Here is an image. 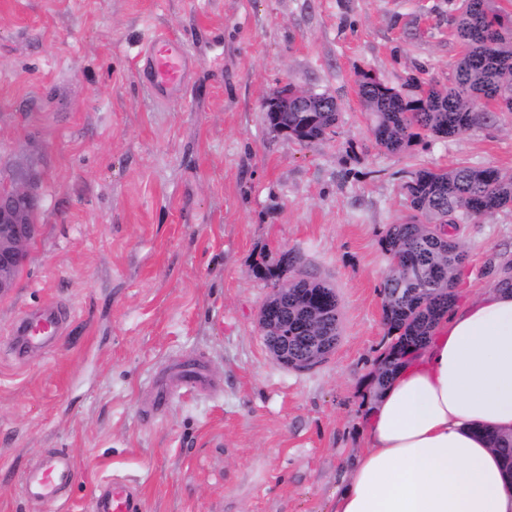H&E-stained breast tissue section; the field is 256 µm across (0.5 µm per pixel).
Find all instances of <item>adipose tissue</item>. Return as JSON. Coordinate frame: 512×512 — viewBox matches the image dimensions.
<instances>
[{
    "instance_id": "1",
    "label": "adipose tissue",
    "mask_w": 512,
    "mask_h": 512,
    "mask_svg": "<svg viewBox=\"0 0 512 512\" xmlns=\"http://www.w3.org/2000/svg\"><path fill=\"white\" fill-rule=\"evenodd\" d=\"M489 430L512 434V289L498 277L454 303L376 398L333 512H512Z\"/></svg>"
}]
</instances>
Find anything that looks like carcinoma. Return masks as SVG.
I'll return each mask as SVG.
<instances>
[{"instance_id": "1", "label": "carcinoma", "mask_w": 512, "mask_h": 512, "mask_svg": "<svg viewBox=\"0 0 512 512\" xmlns=\"http://www.w3.org/2000/svg\"><path fill=\"white\" fill-rule=\"evenodd\" d=\"M454 37L460 53L448 84L425 82L415 74L394 87L376 75H357L359 101L367 112L377 145L400 154L423 136L450 138L470 131L478 113L490 106L512 112V9L502 0H460ZM271 126L303 143L324 139L338 113L324 94L301 91L295 112H268ZM412 213L387 226L381 246L394 265L381 282L383 323L391 343L378 356L368 382L382 391L408 354L428 339L441 315L457 300L467 261L464 244L451 233L457 225L512 207V174L492 167L459 165L418 169L403 184ZM298 256L285 251L256 270L277 291L267 300L282 323L279 337L293 365L312 350H332L339 336L335 289L313 275L294 272ZM420 269L421 279L409 272ZM494 448L512 468V436L488 433Z\"/></svg>"}]
</instances>
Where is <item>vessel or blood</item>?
<instances>
[{"label": "vessel or blood", "mask_w": 512, "mask_h": 512, "mask_svg": "<svg viewBox=\"0 0 512 512\" xmlns=\"http://www.w3.org/2000/svg\"><path fill=\"white\" fill-rule=\"evenodd\" d=\"M142 83L153 98L177 101L186 94L187 78L194 65L183 41L160 32L137 57ZM63 315L59 305L21 318L15 336L20 346H49L57 342ZM77 479V471L65 452L44 454L21 476L25 499L39 502L58 500L62 491ZM89 512H143L139 489L125 480L100 484L91 496Z\"/></svg>", "instance_id": "1"}]
</instances>
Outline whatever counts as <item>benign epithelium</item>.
I'll list each match as a JSON object with an SVG mask.
<instances>
[{"label": "benign epithelium", "mask_w": 512, "mask_h": 512, "mask_svg": "<svg viewBox=\"0 0 512 512\" xmlns=\"http://www.w3.org/2000/svg\"><path fill=\"white\" fill-rule=\"evenodd\" d=\"M295 90L285 84L262 105V111L289 112ZM39 177L33 166L15 170L10 183L0 186V293L13 287L29 258L28 245L36 237L35 214L40 207Z\"/></svg>", "instance_id": "7a95c632"}]
</instances>
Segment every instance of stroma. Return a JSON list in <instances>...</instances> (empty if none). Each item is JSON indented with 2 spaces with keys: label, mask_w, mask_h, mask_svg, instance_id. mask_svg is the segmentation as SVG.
Wrapping results in <instances>:
<instances>
[{
  "label": "stroma",
  "mask_w": 512,
  "mask_h": 512,
  "mask_svg": "<svg viewBox=\"0 0 512 512\" xmlns=\"http://www.w3.org/2000/svg\"><path fill=\"white\" fill-rule=\"evenodd\" d=\"M458 0H0V171L35 163L43 202L29 262L0 295V512H87L97 484L136 483L143 512H332L366 443L367 378L389 345L380 284L409 171L462 163L512 173V112L465 135L382 150L355 95L361 71L447 83ZM195 59L184 103L152 99L135 68L156 31ZM333 95L331 138L272 129L282 83ZM460 297L512 261V211L460 225ZM285 251L329 282L341 337L297 372L265 345L256 273ZM58 344L15 358L12 328L48 303ZM202 361L210 379L180 386ZM175 390L155 409L151 392ZM78 478L26 500L50 449Z\"/></svg>",
  "instance_id": "stroma-1"
}]
</instances>
